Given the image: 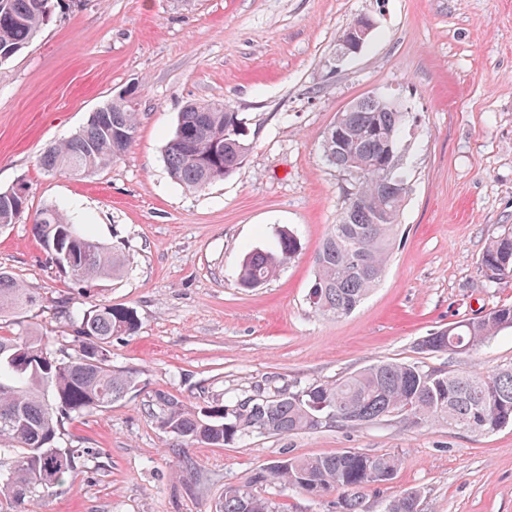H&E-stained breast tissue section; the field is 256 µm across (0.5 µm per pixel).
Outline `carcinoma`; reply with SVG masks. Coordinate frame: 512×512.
I'll list each match as a JSON object with an SVG mask.
<instances>
[{"mask_svg": "<svg viewBox=\"0 0 512 512\" xmlns=\"http://www.w3.org/2000/svg\"><path fill=\"white\" fill-rule=\"evenodd\" d=\"M58 7L59 0H0V63L26 48L54 20ZM139 120L133 100L120 95L89 115L70 138L46 149L39 164L47 173L90 177L128 151ZM405 129L406 113L364 97L353 111L340 113V126L325 133L322 154L328 165L346 175L353 169L361 174L352 179L347 206L316 255L309 303L323 316L337 320L350 315L385 273L408 194L383 190L385 148L392 144L401 150ZM248 151L239 113L209 101L180 112L164 156L176 183L203 191L231 176ZM26 202L25 194L0 191V227L15 223ZM32 224L56 268L82 288L120 279L128 270V255L98 242L54 206L37 212ZM299 248L293 230H280L274 248L244 255L239 285L253 289L266 284ZM480 269L491 286L512 283L511 227L486 245ZM37 303L24 284L0 271V315L27 313ZM57 309L74 336V354L65 359L41 336H0V512H29L24 504L63 483L83 453L62 447L64 424L110 407L135 386L134 373L112 367L110 352L112 337L136 329L133 309L95 304L75 311L66 298ZM506 329H512V306L448 326L429 351L474 352ZM155 402L166 432L186 445L217 448L253 434L285 436L334 427L338 416L351 419L352 426L366 425L405 407L412 426L434 421L487 434L512 424V365L460 372L382 362L331 383L315 382L265 399L246 396L199 412L169 393L156 395ZM399 464L396 456L355 450L291 457L254 473L243 485L225 487L218 512H277L272 500L253 492L258 484L307 494L321 485L340 489L346 493L343 512H360L358 492L392 480Z\"/></svg>", "mask_w": 512, "mask_h": 512, "instance_id": "1", "label": "carcinoma"}]
</instances>
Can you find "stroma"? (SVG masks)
I'll list each match as a JSON object with an SVG mask.
<instances>
[{
  "mask_svg": "<svg viewBox=\"0 0 512 512\" xmlns=\"http://www.w3.org/2000/svg\"><path fill=\"white\" fill-rule=\"evenodd\" d=\"M359 15L376 28L340 60L336 42ZM137 84L141 124L121 159L91 177L38 163L89 115ZM407 112L409 192L386 272L349 316L314 312V258L337 223L350 179L322 140L336 115L371 91ZM238 112L250 146L230 177L195 191L175 183L164 146L190 103ZM28 187V207L0 228V269L41 302L0 335L32 327L58 356L73 337L55 301L133 308L138 328L113 337L112 364L135 387L111 407L65 424L84 452L36 512H215L224 488L289 457L342 450L393 454L388 482L361 491V512H388L407 491L423 512H512V425L489 434L402 417L289 436L253 435L189 447L159 424L154 396L201 409L229 394L271 396L331 382L380 361L435 370L512 365V330L468 355L419 343L453 322L512 304L489 287L486 244L512 227V0H82L64 8L23 52L0 63V191ZM54 206L132 260L123 278L83 289L60 276L33 229ZM294 230L300 252L266 285L239 288L246 251ZM278 512H342V492L314 497L257 487Z\"/></svg>",
  "mask_w": 512,
  "mask_h": 512,
  "instance_id": "obj_1",
  "label": "stroma"
}]
</instances>
